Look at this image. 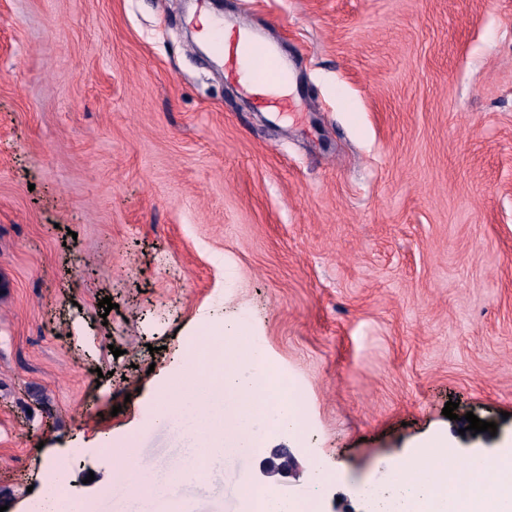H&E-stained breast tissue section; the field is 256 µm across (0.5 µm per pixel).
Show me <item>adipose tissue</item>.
Masks as SVG:
<instances>
[{
	"instance_id": "ef3b65f1",
	"label": "adipose tissue",
	"mask_w": 512,
	"mask_h": 512,
	"mask_svg": "<svg viewBox=\"0 0 512 512\" xmlns=\"http://www.w3.org/2000/svg\"><path fill=\"white\" fill-rule=\"evenodd\" d=\"M451 458L452 444L447 434H437L418 444L393 467L391 475L403 484H421L424 492L418 497L397 496L392 512H512V448L487 458H472L473 470H480L485 463L492 465L494 478L491 485H478L464 499L448 493L449 482L459 477Z\"/></svg>"
}]
</instances>
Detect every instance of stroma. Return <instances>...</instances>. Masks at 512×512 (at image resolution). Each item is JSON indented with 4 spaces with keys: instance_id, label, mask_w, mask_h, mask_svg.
I'll return each instance as SVG.
<instances>
[{
    "instance_id": "1",
    "label": "stroma",
    "mask_w": 512,
    "mask_h": 512,
    "mask_svg": "<svg viewBox=\"0 0 512 512\" xmlns=\"http://www.w3.org/2000/svg\"><path fill=\"white\" fill-rule=\"evenodd\" d=\"M215 11L0 0L8 512H132L102 482L114 448L180 459L150 407L219 320L289 377L302 429L255 426L183 486L192 512H243L245 477L366 512L431 435L459 463L512 439V0H224L288 62L278 114L197 53ZM275 448L296 476L268 479Z\"/></svg>"
}]
</instances>
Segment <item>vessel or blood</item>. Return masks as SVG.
<instances>
[{"label":"vessel or blood","mask_w":512,"mask_h":512,"mask_svg":"<svg viewBox=\"0 0 512 512\" xmlns=\"http://www.w3.org/2000/svg\"><path fill=\"white\" fill-rule=\"evenodd\" d=\"M212 39L225 65L236 70H249V81L257 89L258 104L270 112L280 111L283 100L276 97L274 91L287 83L288 74L276 60L256 45L225 37L223 28L218 26L212 30Z\"/></svg>","instance_id":"obj_1"}]
</instances>
